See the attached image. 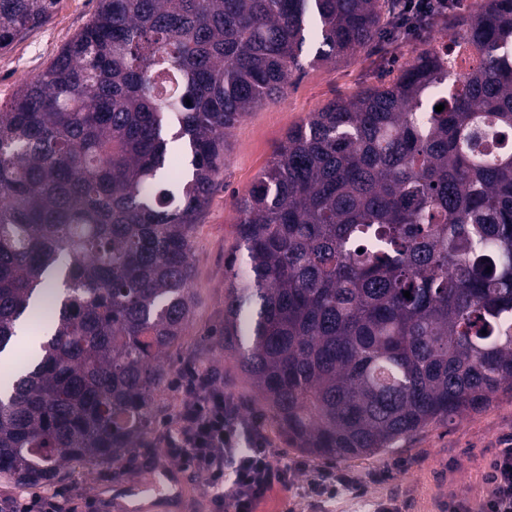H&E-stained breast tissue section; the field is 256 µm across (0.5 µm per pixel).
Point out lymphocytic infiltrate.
I'll use <instances>...</instances> for the list:
<instances>
[{"label":"lymphocytic infiltrate","instance_id":"obj_1","mask_svg":"<svg viewBox=\"0 0 512 512\" xmlns=\"http://www.w3.org/2000/svg\"><path fill=\"white\" fill-rule=\"evenodd\" d=\"M457 0H399L398 25L421 35L433 16H445ZM172 387L182 401L165 439V453L212 488L213 512H256L274 486L285 487L296 471L282 463L264 432L263 418L226 396L220 373L194 365ZM489 492L480 512H512V448L500 449L486 477ZM58 492L0 499V512H74Z\"/></svg>","mask_w":512,"mask_h":512}]
</instances>
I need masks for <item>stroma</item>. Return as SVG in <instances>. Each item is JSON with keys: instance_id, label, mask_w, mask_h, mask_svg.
<instances>
[{"instance_id": "obj_1", "label": "stroma", "mask_w": 512, "mask_h": 512, "mask_svg": "<svg viewBox=\"0 0 512 512\" xmlns=\"http://www.w3.org/2000/svg\"><path fill=\"white\" fill-rule=\"evenodd\" d=\"M95 4L96 0H61L45 25L0 51V106L51 63L86 24ZM432 39L427 33L396 53L372 48L344 62L306 68L282 99L249 112L229 132L224 172L192 234V315L178 349L162 365L166 380L151 404L153 428L145 447L125 454L121 463H85L67 470L57 488L71 493L79 508L114 512V488L133 482L152 496L150 512H170L168 499L157 493L159 473L146 467L145 461L162 452L164 426L174 419L180 403L169 381L188 363L218 368L224 375L225 395L251 405L250 387L239 376L231 352L225 351L222 336L224 262L237 243L239 215L234 200L252 187L290 128L334 100L389 81L413 50L430 47ZM265 430L282 458L302 463L303 468L289 488L274 489L258 512H379L380 503L386 501L396 512H440L444 502L455 499L474 507L487 495L489 461L498 449L512 448V395H499L480 412L431 424L378 456L343 463L314 460L289 447L273 422H266ZM322 469L346 473L353 482L333 497L314 496L310 481Z\"/></svg>"}]
</instances>
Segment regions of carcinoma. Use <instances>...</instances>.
I'll list each match as a JSON object with an SVG mask.
<instances>
[{"mask_svg":"<svg viewBox=\"0 0 512 512\" xmlns=\"http://www.w3.org/2000/svg\"><path fill=\"white\" fill-rule=\"evenodd\" d=\"M393 2L97 0L0 108V353L58 288L5 380L0 476L45 487L142 447L227 134L284 96L307 47L314 66L375 44ZM59 3L0 0V50ZM449 32L477 65L414 52L290 129L235 200L224 349L314 459L374 457L512 394V148L485 154L512 141V0Z\"/></svg>","mask_w":512,"mask_h":512,"instance_id":"cac0c4a2","label":"carcinoma"}]
</instances>
